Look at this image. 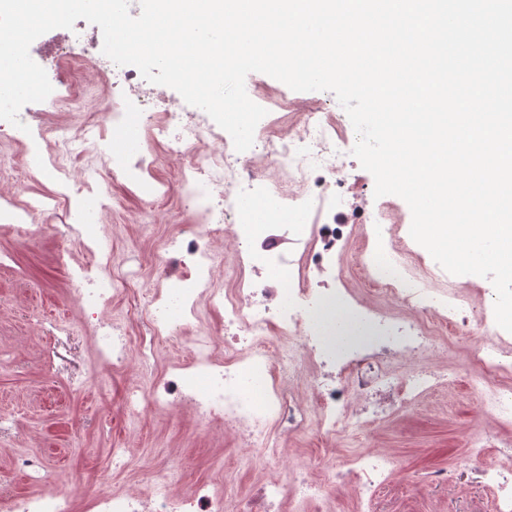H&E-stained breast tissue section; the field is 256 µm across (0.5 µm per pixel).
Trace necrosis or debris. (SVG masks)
Wrapping results in <instances>:
<instances>
[{"instance_id":"4bbe7bcc","label":"necrosis or debris","mask_w":512,"mask_h":512,"mask_svg":"<svg viewBox=\"0 0 512 512\" xmlns=\"http://www.w3.org/2000/svg\"><path fill=\"white\" fill-rule=\"evenodd\" d=\"M102 46L98 29L86 45L54 39L40 61L66 95L47 111L23 107L20 126L0 120V157L27 174L52 168L67 187L0 190V218L20 237L53 219L60 256L86 253L67 269V302L91 334L96 366L134 367L128 417L190 409L196 424L234 438L259 475L240 496L220 473L180 492L181 458L142 466L115 448L112 469L138 467L137 487L99 475L84 504L36 491L0 498V512H336L340 499L373 512L393 491L445 495L465 477L490 490L491 512H512V332L496 323L490 279L462 286L413 240L395 199L352 210L343 116L322 100L253 83L249 98L270 111L239 152L213 120L102 58ZM162 162L173 179L159 177ZM116 184L138 196L144 216L171 223L158 205L174 198L188 217L153 265L134 250L114 256L76 218L71 198L86 193L100 199L98 220L110 216ZM133 283L146 287L142 336L111 312ZM448 334L466 338L461 360L441 355ZM170 342L184 358L165 355ZM461 382L480 418L464 437L467 459L421 479L403 474L377 443L381 423ZM309 431L326 451L303 461L294 444ZM350 433L363 445L346 453Z\"/></svg>"}]
</instances>
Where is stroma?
Listing matches in <instances>:
<instances>
[{
    "instance_id": "obj_1",
    "label": "stroma",
    "mask_w": 512,
    "mask_h": 512,
    "mask_svg": "<svg viewBox=\"0 0 512 512\" xmlns=\"http://www.w3.org/2000/svg\"><path fill=\"white\" fill-rule=\"evenodd\" d=\"M140 203L123 186L112 188V248L121 253L143 234ZM10 249L15 267L0 270V467H10L15 455L44 457L62 478L61 487L85 496L93 474L107 468L113 448H132L139 459L161 454L181 456L185 477L203 480L221 471L233 488L245 491L254 475L238 460L232 442L197 429L189 415L161 421L146 414L126 419L122 398L136 379L134 370L100 372L99 386L81 391L77 370L90 357V345L80 333L59 343L53 366H46L43 348L51 337L45 318L70 315L64 288L66 271L57 258L50 231L27 243L9 230L0 231V248ZM475 401L457 386L434 393L408 418L393 423L382 435L384 447L395 449L406 474L421 476L450 468L466 455L464 431L477 428ZM489 493L473 484L453 497L423 494L398 499L396 512H459L487 508Z\"/></svg>"
}]
</instances>
